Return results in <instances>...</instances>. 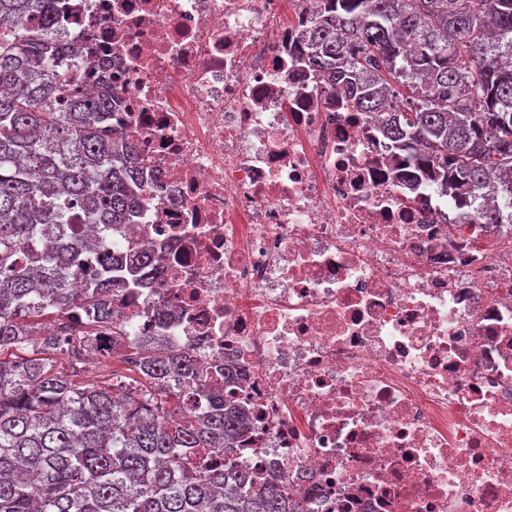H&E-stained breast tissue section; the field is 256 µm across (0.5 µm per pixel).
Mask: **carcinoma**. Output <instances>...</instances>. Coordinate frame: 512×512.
Instances as JSON below:
<instances>
[{
    "instance_id": "obj_1",
    "label": "carcinoma",
    "mask_w": 512,
    "mask_h": 512,
    "mask_svg": "<svg viewBox=\"0 0 512 512\" xmlns=\"http://www.w3.org/2000/svg\"><path fill=\"white\" fill-rule=\"evenodd\" d=\"M65 21L59 0H0V512H296L288 481L258 489L232 461L244 413L204 361L152 336L113 341L110 372L57 370L120 335L110 292L156 271L124 237L137 144L98 118L110 97L54 78ZM304 48L344 105L386 113L402 184L454 186L461 224L512 225V0H322ZM79 222L108 244L89 266ZM50 315L77 325L34 339Z\"/></svg>"
}]
</instances>
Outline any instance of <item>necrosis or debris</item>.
<instances>
[{
  "instance_id": "4bbe7bcc",
  "label": "necrosis or debris",
  "mask_w": 512,
  "mask_h": 512,
  "mask_svg": "<svg viewBox=\"0 0 512 512\" xmlns=\"http://www.w3.org/2000/svg\"><path fill=\"white\" fill-rule=\"evenodd\" d=\"M318 0H62L58 76L144 160L128 238L164 334L246 410L235 461L299 512H512V248L411 204L378 118L297 58Z\"/></svg>"
}]
</instances>
